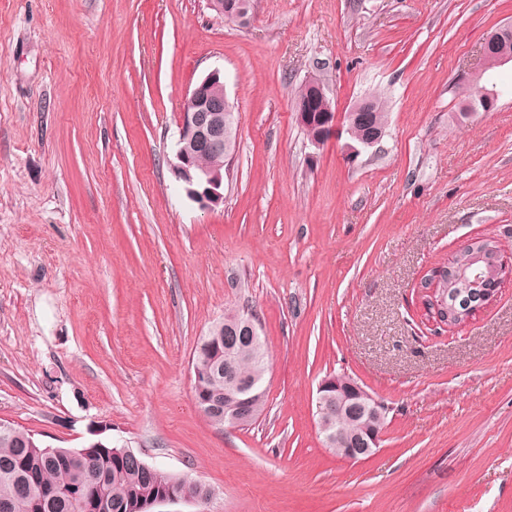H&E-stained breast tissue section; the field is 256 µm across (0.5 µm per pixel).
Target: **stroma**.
Masks as SVG:
<instances>
[{"label": "stroma", "mask_w": 512, "mask_h": 512, "mask_svg": "<svg viewBox=\"0 0 512 512\" xmlns=\"http://www.w3.org/2000/svg\"><path fill=\"white\" fill-rule=\"evenodd\" d=\"M508 22L512 0H258L246 28L206 0H0V422L210 492L164 512H512V280L442 332L419 288L474 239L512 259V64L493 111L452 93ZM216 68L239 130L204 210L168 161ZM311 76L337 111L385 101L378 146L310 145ZM243 309L267 408L219 427L192 359ZM338 372L388 409L360 463L316 423Z\"/></svg>", "instance_id": "obj_1"}]
</instances>
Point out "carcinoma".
<instances>
[{"instance_id": "carcinoma-1", "label": "carcinoma", "mask_w": 512, "mask_h": 512, "mask_svg": "<svg viewBox=\"0 0 512 512\" xmlns=\"http://www.w3.org/2000/svg\"><path fill=\"white\" fill-rule=\"evenodd\" d=\"M469 248H462L448 265H443L439 295L444 297L449 319L463 311L461 303L480 302V291H467L461 284L448 285V268L463 263ZM234 360L240 376L253 383L251 390L252 424L264 412L267 398L263 379L268 354L265 341L237 344ZM197 368L209 374L194 385L224 394V344L214 345L205 336L194 355ZM386 414H364L356 422L343 421L333 430L348 435L384 428ZM173 487L182 500L204 502L209 491L197 481L167 473L156 467L145 469L128 455L97 448L82 454L71 448L44 447L27 432L15 427L0 429V512H133L152 500L161 489Z\"/></svg>"}]
</instances>
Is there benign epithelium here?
<instances>
[{"instance_id": "obj_1", "label": "benign epithelium", "mask_w": 512, "mask_h": 512, "mask_svg": "<svg viewBox=\"0 0 512 512\" xmlns=\"http://www.w3.org/2000/svg\"><path fill=\"white\" fill-rule=\"evenodd\" d=\"M207 5L226 22L247 26L255 13V0H206ZM512 38V26L503 25L490 32L483 40L481 53L485 68L512 62V52L507 49ZM484 72L469 73L466 83L474 89L472 109L491 108L497 101V93L489 81L483 79ZM309 98L296 104V120L307 129L311 145L318 147L325 140L344 138V148L351 156H358L375 147L382 137L380 130L357 131L362 113L368 111V100L356 102L346 112L336 111L329 89L317 78L306 80ZM238 135V122L230 105L225 88L224 76L214 69L207 73L188 93L180 113L179 137L173 159L169 160L174 177L182 183L187 197L204 210H213L224 204V170L206 166L200 158L206 155L222 154L224 147ZM211 333L218 341H224V334L244 336L249 340L259 339V323L252 313L243 311L235 324L224 329L216 324ZM338 376L325 377L318 386L317 416L320 429H325L331 413V392L336 390ZM359 400L358 407L379 412L381 402L375 399L360 384H352ZM250 384L238 382L226 397L214 396L203 400L211 411L219 412L224 399L235 401L234 411L227 417L230 425H236L246 408ZM382 433L371 432L346 444L344 458L365 461L378 450Z\"/></svg>"}]
</instances>
